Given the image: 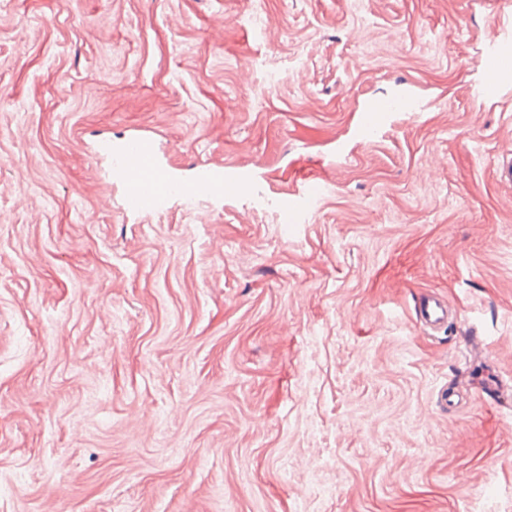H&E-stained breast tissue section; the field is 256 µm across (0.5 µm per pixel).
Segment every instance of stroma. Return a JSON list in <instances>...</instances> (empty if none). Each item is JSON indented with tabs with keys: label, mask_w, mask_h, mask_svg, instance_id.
Returning a JSON list of instances; mask_svg holds the SVG:
<instances>
[{
	"label": "stroma",
	"mask_w": 512,
	"mask_h": 512,
	"mask_svg": "<svg viewBox=\"0 0 512 512\" xmlns=\"http://www.w3.org/2000/svg\"><path fill=\"white\" fill-rule=\"evenodd\" d=\"M510 13L0 0V512H512V97L473 96ZM133 133L251 180L125 213L90 149ZM306 173L305 223L256 210ZM396 106L393 98H377L365 103L361 112L362 133L370 136L379 135L395 112ZM420 321L430 329L446 328L450 319L457 318V312L449 305L448 300L440 294L427 295L419 307Z\"/></svg>",
	"instance_id": "obj_1"
}]
</instances>
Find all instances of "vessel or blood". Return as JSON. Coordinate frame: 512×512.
I'll return each instance as SVG.
<instances>
[{
	"instance_id": "obj_1",
	"label": "vessel or blood",
	"mask_w": 512,
	"mask_h": 512,
	"mask_svg": "<svg viewBox=\"0 0 512 512\" xmlns=\"http://www.w3.org/2000/svg\"><path fill=\"white\" fill-rule=\"evenodd\" d=\"M512 88V28L493 32L483 56V78L474 90L475 100L483 106L503 100ZM396 103L391 98H377L363 106L361 131L379 135L387 125ZM103 152L110 154L113 167L124 186L125 206L133 214L147 213L167 205L176 198H194L204 193L216 198L235 195L247 181L245 173L234 170L200 168L189 181L177 178L156 157L147 138L132 136L117 145L102 144ZM326 190L323 177L310 175L302 178L299 188L284 198L281 207L289 223L304 222ZM421 322L428 328L446 327L457 313L439 294H429L419 307Z\"/></svg>"
}]
</instances>
